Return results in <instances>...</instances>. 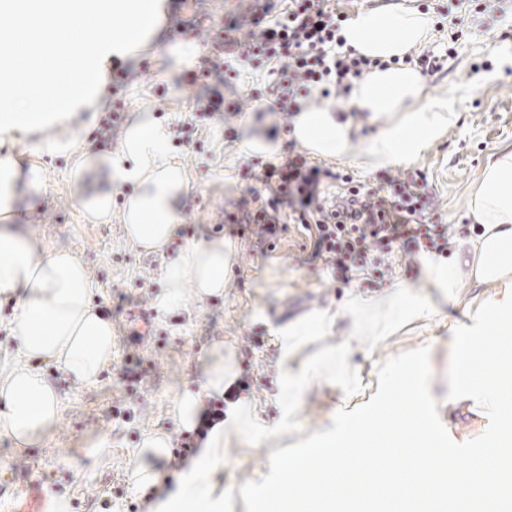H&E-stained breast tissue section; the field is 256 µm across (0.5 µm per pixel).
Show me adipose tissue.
Wrapping results in <instances>:
<instances>
[{
	"label": "adipose tissue",
	"instance_id": "obj_1",
	"mask_svg": "<svg viewBox=\"0 0 512 512\" xmlns=\"http://www.w3.org/2000/svg\"><path fill=\"white\" fill-rule=\"evenodd\" d=\"M166 0H0V12L19 16L15 28L0 31V72L8 80L39 78L45 50L66 55L69 37L91 20L102 25L81 65L50 83L51 98L24 93L0 94V295L16 299L9 329L17 340L16 360L0 377V434L15 447L43 439L60 417L58 396L43 369L55 365L78 384L96 383L112 361L115 336L111 319L92 303L94 287L82 260L68 250L41 254L38 240L26 234L18 218L34 209L44 181L42 158H65L69 183L84 222L108 224L119 186H130L123 204L126 237L147 252L161 251L180 223L179 201L188 190L186 172L169 153V131L147 110H139L126 126L119 153L96 152L75 129L90 130L106 104L108 70L153 42ZM342 35L348 48L376 65L354 82L351 104L369 113L379 131L362 138L348 113L300 100L293 119V138L313 156L352 161L376 170L416 159L451 127L455 97L426 93L424 78L404 58L431 38L425 15L400 8L368 9L347 21ZM27 143L32 160L22 166L14 154ZM469 213L479 224L477 236L462 240L448 261L425 260V280L456 291L462 284L486 289L487 295L466 320L452 325L454 346L448 399L483 402L488 413L505 407L501 374L487 371L503 337L512 334V151H502L483 169L470 195ZM234 246L215 233L194 241L167 260L161 309L178 307L185 290L198 299L223 295ZM431 308L401 286L383 295L351 293L335 311L311 315L280 330V362L276 388L283 405L280 420L264 424L256 406L238 400L228 423L210 432L206 450L192 468L179 475L176 489L156 512H224V488L218 473L224 446L262 432L270 447H283L288 421L304 391L316 381H337L336 369L354 343L365 336H384ZM349 322L348 340L319 350L308 363L299 353L326 336L338 320ZM234 360L223 342L209 351L201 392L184 390L174 400L172 418L187 430L196 425L202 396H223L234 378ZM385 406L414 421L411 430L393 427L391 455L380 464L372 458L378 439L369 424L351 428L346 415L333 417L316 438L302 443L290 460L277 453L257 472L259 490L250 512H481L485 501L500 512H512V448H499L508 459L499 480L485 484L487 452L474 450L465 476L434 475L441 450L432 439L429 415L434 400L425 378L402 364L389 363ZM166 433H147L130 463V478L139 488L157 482L152 459L166 454Z\"/></svg>",
	"mask_w": 512,
	"mask_h": 512
}]
</instances>
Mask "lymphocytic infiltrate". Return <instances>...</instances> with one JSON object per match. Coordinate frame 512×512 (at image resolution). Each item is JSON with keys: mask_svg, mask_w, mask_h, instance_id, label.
Here are the masks:
<instances>
[{"mask_svg": "<svg viewBox=\"0 0 512 512\" xmlns=\"http://www.w3.org/2000/svg\"><path fill=\"white\" fill-rule=\"evenodd\" d=\"M347 20L336 0H286L284 11L265 22L256 36L237 44L231 55L267 67L274 77L275 105L292 115L299 110L300 94L316 90L325 99L334 92L348 94L353 82L372 68V60L346 50L340 31ZM318 174L317 168L295 158L265 168L259 179L272 195L257 218L268 219L271 211L287 206L289 220L309 231L317 251L327 254L341 276L375 246L388 249L399 240L407 249L423 243L438 249V239L430 232L408 233L405 225L387 223L385 211L372 203L356 205L360 187H350L348 199L325 209L318 202Z\"/></svg>", "mask_w": 512, "mask_h": 512, "instance_id": "f902f5d3", "label": "lymphocytic infiltrate"}]
</instances>
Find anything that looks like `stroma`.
<instances>
[{"mask_svg": "<svg viewBox=\"0 0 512 512\" xmlns=\"http://www.w3.org/2000/svg\"><path fill=\"white\" fill-rule=\"evenodd\" d=\"M282 9L281 0H168L167 17L151 46L135 59L112 64L107 109L116 123L96 125L87 141L98 151H118L127 122L143 106L169 127L170 153L183 165L190 189L180 199L182 222L164 253L149 254L128 242L123 197L115 199L111 223H82L68 182L69 162L44 159L42 196L24 214V227L43 246L71 250L84 262L96 286L94 303L111 319L116 346L111 365L91 385L73 383L54 365H45L60 401V419L48 438L21 451L0 435V512H9L16 492L34 480L48 494L44 512L62 491L68 492L73 512H153L175 489L178 475L195 462L179 454L190 433L173 422L171 411L179 391L200 389L212 342L223 340L233 353L235 379L245 385L242 397L254 401L267 422H275L280 417L277 329L335 309L349 291L373 294L410 285L419 296L431 297L434 308L391 335L364 338L348 359L356 375L349 390L313 383L297 405L291 439L315 435L331 414L373 409L383 397V370L392 360L424 365L432 386L447 392L448 329L476 308L477 289L463 287L447 299L438 289L422 288L423 261L437 253L416 248L394 251L380 267L354 269L338 278L300 225L281 223L272 234L247 225V213L269 198L253 173L300 155L319 169L321 189L335 193L342 192L345 174L385 200L393 182L412 181L426 206L421 223L435 225L450 239L462 236L482 170L500 150L512 149V23H493L467 10L455 54L425 78L431 93L455 91L456 123L417 159L367 171L352 162L307 155L291 136L290 117L277 108L253 111L247 97L250 72L235 84L225 83L220 74L185 82L190 66L172 54V47L193 46L196 61H203L217 43L244 39L254 22H266L269 13ZM214 92L224 96L221 112L209 118L194 110L195 98ZM260 130L281 139L276 156L240 151L242 138ZM214 232L224 233L236 247L223 296L202 302L188 291L180 308L162 311L157 298L164 288L165 256ZM142 309L151 314V335L143 340L138 337ZM438 412L444 451L435 466L443 472L467 468L472 449L496 447L511 427L498 418L487 420L467 402ZM154 430L167 433L173 443L165 456L152 461L158 485L143 490L130 485L128 465L144 434ZM102 442L109 446L105 458L94 452ZM269 454L260 434L225 449L219 474L224 512H247L253 474L268 464Z\"/></svg>", "mask_w": 512, "mask_h": 512, "instance_id": "35a3bbf8", "label": "stroma"}]
</instances>
